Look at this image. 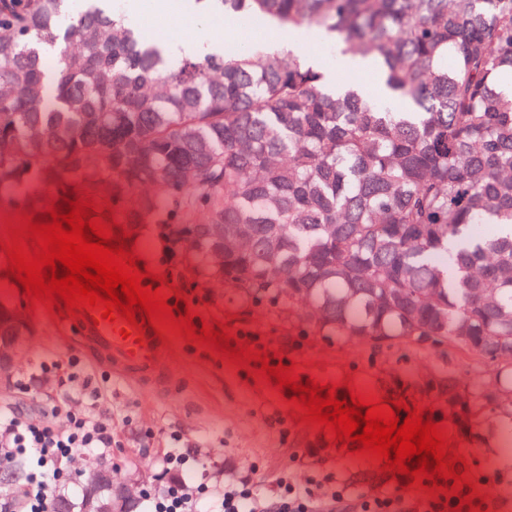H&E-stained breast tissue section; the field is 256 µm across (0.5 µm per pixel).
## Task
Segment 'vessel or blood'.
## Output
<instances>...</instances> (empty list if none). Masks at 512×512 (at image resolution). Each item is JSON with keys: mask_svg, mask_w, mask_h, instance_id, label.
Instances as JSON below:
<instances>
[{"mask_svg": "<svg viewBox=\"0 0 512 512\" xmlns=\"http://www.w3.org/2000/svg\"><path fill=\"white\" fill-rule=\"evenodd\" d=\"M59 324L75 329L79 343L89 344L119 381L164 386L172 352L168 339L156 338L153 330L129 326L120 317L103 320L98 308L77 310Z\"/></svg>", "mask_w": 512, "mask_h": 512, "instance_id": "obj_1", "label": "vessel or blood"}]
</instances>
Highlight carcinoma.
I'll use <instances>...</instances> for the list:
<instances>
[{"label":"carcinoma","mask_w":512,"mask_h":512,"mask_svg":"<svg viewBox=\"0 0 512 512\" xmlns=\"http://www.w3.org/2000/svg\"><path fill=\"white\" fill-rule=\"evenodd\" d=\"M336 35L389 98L327 88L262 46L185 58L112 0H0V204L42 210L83 189L129 244L147 226L187 267L246 300L301 305L317 335L448 350L474 373L370 374L371 395L433 410L485 452L512 432V0H194ZM56 65L49 67L46 60ZM56 106H45L48 95ZM0 301V343L32 333ZM492 376L486 383L484 374ZM313 462L347 453L300 437ZM377 465L349 482L389 485ZM129 484L89 479L79 512H133Z\"/></svg>","instance_id":"obj_1"}]
</instances>
